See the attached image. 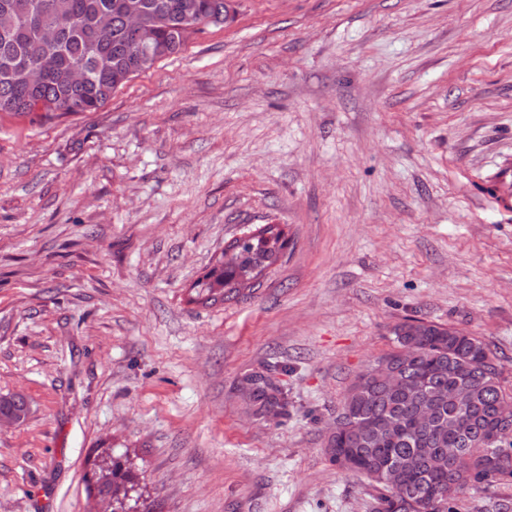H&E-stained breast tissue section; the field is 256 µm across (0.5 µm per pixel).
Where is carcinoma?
<instances>
[{
	"label": "carcinoma",
	"mask_w": 512,
	"mask_h": 512,
	"mask_svg": "<svg viewBox=\"0 0 512 512\" xmlns=\"http://www.w3.org/2000/svg\"><path fill=\"white\" fill-rule=\"evenodd\" d=\"M142 14V32L152 46L143 61L128 53L125 13L129 4ZM0 12L15 18L14 27L0 32V112H87L103 105L114 91L133 77L178 53L199 22L224 12V0H0ZM159 14L165 23L156 24ZM111 39L101 42L97 32L103 22ZM58 29L52 47L57 70L41 84L29 81L31 49L39 30ZM88 70L82 86L70 82L74 66ZM287 246L284 231L267 224L251 239L238 245L237 264L224 268L219 258L192 285L190 301L215 304L239 291L275 264ZM393 347L361 373L349 389L339 415L340 426L327 440V454L336 467L364 477L377 491L372 512H457L456 498L467 490L512 478V416L500 415L505 395L488 346L478 338L451 327L407 320L394 327ZM413 342L417 355L401 374L403 383L386 390L376 378L383 363L396 362L400 348ZM279 367L245 375L252 387L246 404L256 417L271 407L287 414V398L276 374ZM468 387L473 403L455 404L453 391ZM426 406L431 425L418 427L413 415ZM435 448H459L448 460L434 465L425 454ZM413 457L418 465L392 479L395 463ZM135 490L132 473L126 482L112 484L115 509L125 512L122 497Z\"/></svg>",
	"instance_id": "carcinoma-1"
}]
</instances>
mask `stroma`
Segmentation results:
<instances>
[{"label":"stroma","mask_w":512,"mask_h":512,"mask_svg":"<svg viewBox=\"0 0 512 512\" xmlns=\"http://www.w3.org/2000/svg\"><path fill=\"white\" fill-rule=\"evenodd\" d=\"M91 112H0V512H370L324 451L406 319L488 345L512 391V0H236ZM288 246L187 301L227 243ZM283 365L288 414L248 410ZM287 246L284 231L277 224H266L251 239L238 246L237 264L224 269V263L235 260L233 251L226 250L210 270L192 285L190 301L215 304L239 291L243 283L255 279L275 264ZM124 475H127L126 484H112V468L111 472L104 477H99L98 474L95 475L94 481L96 483V486L98 487V489H104V492L102 494L96 493L95 495L97 501V511L107 510V512H125V504L122 501L121 496L125 498L128 490H132L133 492H135V481L129 469L128 473H124ZM112 500L115 503V508H112Z\"/></svg>","instance_id":"stroma-1"}]
</instances>
